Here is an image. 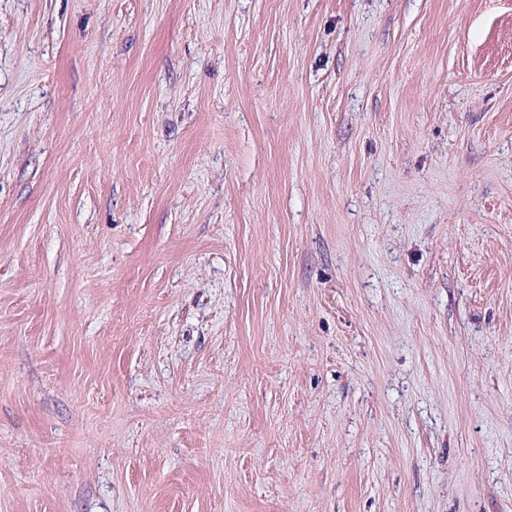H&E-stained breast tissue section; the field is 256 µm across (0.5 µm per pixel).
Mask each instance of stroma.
I'll use <instances>...</instances> for the list:
<instances>
[{"mask_svg":"<svg viewBox=\"0 0 512 512\" xmlns=\"http://www.w3.org/2000/svg\"><path fill=\"white\" fill-rule=\"evenodd\" d=\"M0 512H512V0H0Z\"/></svg>","mask_w":512,"mask_h":512,"instance_id":"stroma-1","label":"stroma"}]
</instances>
